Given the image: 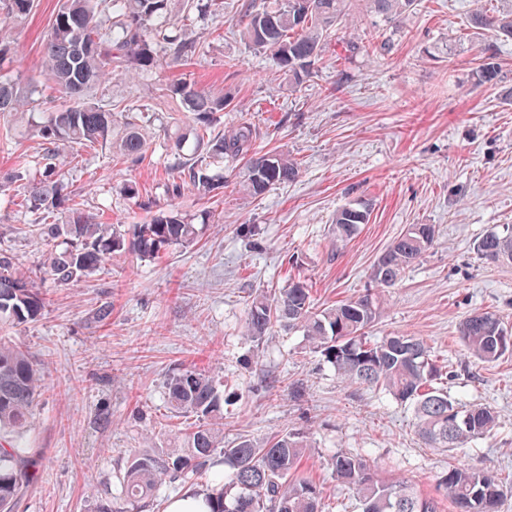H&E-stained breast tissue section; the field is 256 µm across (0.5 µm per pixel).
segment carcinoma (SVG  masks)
<instances>
[{
  "instance_id": "carcinoma-1",
  "label": "carcinoma",
  "mask_w": 512,
  "mask_h": 512,
  "mask_svg": "<svg viewBox=\"0 0 512 512\" xmlns=\"http://www.w3.org/2000/svg\"><path fill=\"white\" fill-rule=\"evenodd\" d=\"M371 11L400 25L416 0H368ZM34 0H0V19L27 17ZM354 0H244L235 14L240 38L268 56L293 87L314 77L335 32L353 21ZM224 13V0H62L47 35L42 68L63 100L36 126L42 139L41 157L34 163L25 153L15 157L11 183L24 182L30 208L51 214L67 204L60 222L39 228L46 250L41 267L20 268L8 253H0V324L14 325L41 315L49 300L43 284L65 288L106 270L112 256L128 250L143 258H157L175 247H187L199 236L193 219L177 210L160 211L130 232L119 224H102L85 214L82 203L70 196L64 183L66 167H78L86 150L112 149L131 163L146 158L145 127L153 105L147 99L83 102L81 96L114 76H130L171 67L204 54V43L186 36L188 24ZM475 36L491 35L478 63L484 83L499 78L490 62L496 41L512 40V7L480 8L469 19ZM384 50L372 33L349 38L345 51ZM178 98L188 112L186 131L175 141L165 171L168 195L187 192L208 195L222 187L213 172L216 163L242 161L246 195L261 194L291 183L300 172L297 159L284 151L264 153L254 147L255 131L242 122L224 129L226 95H214L183 82L161 89ZM36 100L17 84L0 76V118L5 135L29 123ZM370 219V205L357 201L336 211L332 231L345 242L359 224ZM436 227L412 224L376 261L372 286L355 298L323 309L313 307L308 284L293 279L273 296H257L250 305L245 335L260 341L274 326L300 329L309 349L331 364L348 386L383 390L413 409L414 427L424 445L453 456L496 426L491 408L458 406L437 385L442 367L431 358L420 337L368 336L382 310L381 289L404 278L432 246ZM474 249L489 264H512V227L480 238ZM458 338L468 357L494 363L512 353V336L494 311L475 313L460 322ZM45 390L32 354L23 346L0 340V512H15L21 496L38 480L37 449L22 448L16 437L26 431L33 407ZM169 413L193 419L181 434L183 447L140 454L126 462L120 474L121 494L98 497L88 512H153L164 506L160 488L169 479L195 477L204 481L207 512H323L321 495L309 479L297 475L309 458L308 433L289 430L266 441L238 437L224 441V400L213 377L196 368H183L164 383ZM222 456L231 473L211 472ZM328 466L359 503L361 512H440L438 501L403 481L380 477L367 461L336 454ZM459 512H496L503 483L488 471L451 465L444 479Z\"/></svg>"
}]
</instances>
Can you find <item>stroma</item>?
I'll return each mask as SVG.
<instances>
[{
    "instance_id": "35a3bbf8",
    "label": "stroma",
    "mask_w": 512,
    "mask_h": 512,
    "mask_svg": "<svg viewBox=\"0 0 512 512\" xmlns=\"http://www.w3.org/2000/svg\"><path fill=\"white\" fill-rule=\"evenodd\" d=\"M483 3L424 0L398 29L357 0L355 24L374 30L389 51L352 55L333 40L318 76L294 91L266 54L233 34L228 10L192 31L206 56L100 86L98 96L128 102L174 79L227 94L225 128L252 122L256 150L286 151L301 170L294 182L251 197L239 190L243 163H228L223 188L173 199L164 171L172 143L159 138L138 164L90 151L66 171L72 196L99 221L130 225L148 211L176 208L209 224L193 246L154 260L123 253L108 272L52 289L36 321L0 325V337L32 353L46 383L26 441L42 451L39 479L18 512H85L91 495L118 492V469L132 455L180 447L188 421L167 413L163 383L186 367L223 382L225 439L309 433L314 453L300 471L320 489L325 512H357L322 465L337 453L362 456L386 479L437 498L442 512H456L442 484L449 464L512 481V356L470 362L457 336L459 323L483 310L512 328V264L484 263L473 250L487 233L512 225V41L498 48L501 82L483 84L473 62L479 43L463 36ZM56 9L57 0H36L27 18L0 24L11 45L9 74L21 87L47 83L41 60ZM129 181L148 206L121 194ZM358 199L370 202V220L336 243L332 219ZM412 224L435 225L434 243L384 290L371 334L423 338L454 370L444 382L449 395L497 412L495 435L453 458L424 447L408 406L342 384L300 333L275 327L257 343L243 334L250 301L289 278L307 282L318 308L363 293L374 262ZM43 250L34 214L1 204L0 251L34 269ZM104 303L112 316L95 323ZM104 414L110 425H102Z\"/></svg>"
}]
</instances>
